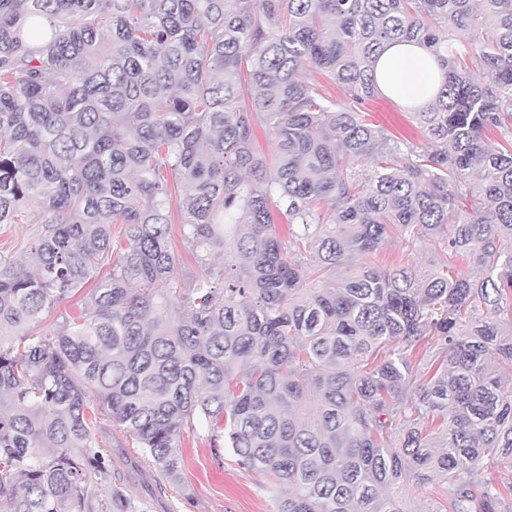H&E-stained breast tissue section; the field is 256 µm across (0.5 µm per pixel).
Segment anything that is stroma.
<instances>
[{
	"instance_id": "stroma-1",
	"label": "stroma",
	"mask_w": 512,
	"mask_h": 512,
	"mask_svg": "<svg viewBox=\"0 0 512 512\" xmlns=\"http://www.w3.org/2000/svg\"><path fill=\"white\" fill-rule=\"evenodd\" d=\"M362 109L366 119L387 134L426 147L405 102L383 93L366 101ZM436 261L426 240L408 258L398 240H386L374 258L383 270L409 264L422 272L431 270ZM97 438L103 454L115 462L114 479L134 487L148 503L149 512H277L281 488L240 468L227 451H214L206 429L183 434L178 449L182 480L177 484L156 471L135 441L111 421L103 422Z\"/></svg>"
}]
</instances>
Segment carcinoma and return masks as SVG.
Here are the masks:
<instances>
[{
	"label": "carcinoma",
	"instance_id": "cac0c4a2",
	"mask_svg": "<svg viewBox=\"0 0 512 512\" xmlns=\"http://www.w3.org/2000/svg\"><path fill=\"white\" fill-rule=\"evenodd\" d=\"M402 42L442 72L424 149L359 108ZM31 213L36 269L0 258V512H147L95 494L91 395L172 483L210 429L277 512L512 500V0H0V225ZM393 237L437 264L377 268ZM169 183L171 187H176V194L173 195V214L172 219L174 224H171L170 226V236L169 241L172 249L175 251V253H179L182 256L183 265L182 269L183 272H192L193 270L197 269L196 264L194 263L193 259L185 252V249L183 247L182 239H181V232H180V224L178 223V213L175 206L176 198L183 192L185 189L184 186L180 183L178 180H174L171 176H169ZM178 184V187L176 186ZM94 285V282L88 283L85 288H83L79 293L73 295L70 298H67L55 306L48 308L46 311L42 313L40 322L37 326V331H48V335H50L49 331H52L56 328L59 321H61V316H75L76 313L80 311L82 297L89 291V289Z\"/></svg>",
	"mask_w": 512,
	"mask_h": 512
}]
</instances>
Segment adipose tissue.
<instances>
[{"label": "adipose tissue", "mask_w": 512, "mask_h": 512, "mask_svg": "<svg viewBox=\"0 0 512 512\" xmlns=\"http://www.w3.org/2000/svg\"><path fill=\"white\" fill-rule=\"evenodd\" d=\"M377 74L383 92L419 107L429 101L441 78L434 57L414 43L390 45L378 60Z\"/></svg>", "instance_id": "ef3b65f1"}]
</instances>
